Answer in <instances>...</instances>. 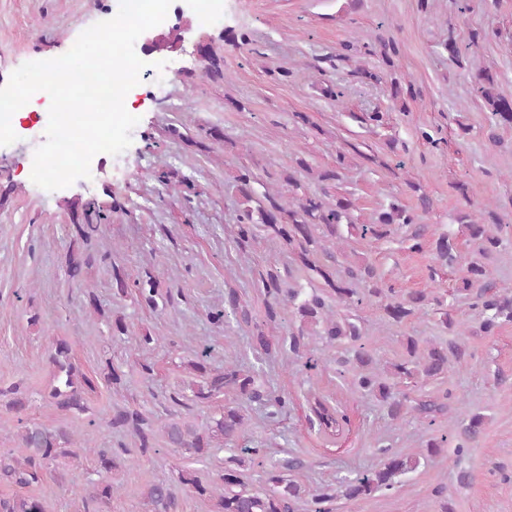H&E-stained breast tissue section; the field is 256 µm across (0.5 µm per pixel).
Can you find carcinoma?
Instances as JSON below:
<instances>
[{
	"label": "carcinoma",
	"mask_w": 512,
	"mask_h": 512,
	"mask_svg": "<svg viewBox=\"0 0 512 512\" xmlns=\"http://www.w3.org/2000/svg\"><path fill=\"white\" fill-rule=\"evenodd\" d=\"M380 46L382 63L394 67L393 56L397 54L395 43L381 36L375 37ZM450 60L462 64V52L454 36L453 27H448V36L443 42ZM477 92L485 107L501 125H512V94L505 93L495 77L486 70L473 74ZM420 91L413 82L391 83V97L402 99V111H407V100H416ZM236 188L241 197L242 211L239 222L252 223L253 210L250 203L254 201L251 182L253 174L245 169L235 176ZM288 195L281 192L265 193L268 208L259 209L260 223L277 238L293 249L301 264L309 271L321 277L329 291L312 290L304 293L300 289L290 288L281 294L277 276L268 274L264 288L272 297L274 305L268 306L267 316L273 321L277 317L275 307L293 308L302 320L319 327L317 334L328 344L349 341L356 343L363 337L364 326L360 320L348 313V310L368 301L377 304L387 320L402 324L428 313L429 305L442 302L430 292L421 289L414 291H397L392 287L384 288L378 283L375 267L366 260L348 262L343 267L340 277L326 267L319 266L311 260L318 253H324L332 262H338V256L344 255L339 226L347 224L360 232V237L369 235L382 237L388 228L395 224L414 227L411 233V249L419 252L425 241V225L415 224V217L402 205L392 202L387 208L374 213L367 222L356 225L351 219L350 202L338 198L333 202L302 192L300 179L294 175L287 178ZM457 223L464 229L470 242L475 246L479 258L472 259L460 251L451 235H441L431 242V254L434 266L431 275L437 269H457L461 273L458 290L468 291L479 286L475 306L481 308L483 320L480 331L486 336H493L504 324L512 323V290L497 289L490 277L488 261L499 247L502 224L493 205L484 204L470 211L462 212ZM140 295L149 303H154L158 294V280L148 275L133 281ZM207 352H202L193 368L202 374V380L192 388L193 396L199 401L208 400L216 395L225 397L224 409L219 417L208 422L198 423L194 420L159 419L147 416L137 410L125 411L109 421V426L123 428L139 441V451L143 454L150 449V439L155 430H161L167 437L168 444L175 449L191 450L203 456L211 448L212 439L222 437L224 446L233 447L245 437V421L236 402L240 398L264 401L280 408L285 400L280 396L264 394L255 388V378L250 372L229 364L222 371H210L206 366ZM51 362L58 369L57 384L48 392V398L57 409L65 412H83L87 409L84 399L86 390L95 387L94 380L82 374L75 375V368L70 362V346L66 342L57 344L51 354ZM357 371L352 376V386L358 392L374 396L387 409L394 419H404L413 415L417 420H424L432 425V415L441 412L444 406L433 402H420L415 406L408 404V399L400 386L416 380H430L448 374V347L438 343L427 342L420 345L417 338L406 337V357L387 367H380L379 360L371 350L359 346L355 352ZM319 430L326 436L336 437L347 423V416L330 405L327 400L316 397L311 405ZM483 416L474 414L463 429L464 442L459 447L474 441L480 434ZM25 454L16 457L11 453H0V480H6L21 487L36 484L41 480L42 467L46 462L72 454V447L77 445L73 434L64 426L49 429L41 424H27L17 434ZM383 460L379 467L353 479L341 481L344 496L349 499L370 495L392 486V478L408 469V463L400 457L380 449ZM128 450L121 448L117 453L100 454L99 479L91 480L90 497L100 503L112 500L118 488L112 484L110 474L128 460ZM178 482L188 491L205 497L213 502L212 512H294V506L300 498V487L284 478L275 469L267 471L269 490L264 493L253 492L243 481L227 469L217 479L202 480L188 470L178 472ZM142 512H173L177 499L172 485L166 482L151 484L142 497ZM0 512H42L38 501L31 498L0 496Z\"/></svg>",
	"instance_id": "1"
}]
</instances>
